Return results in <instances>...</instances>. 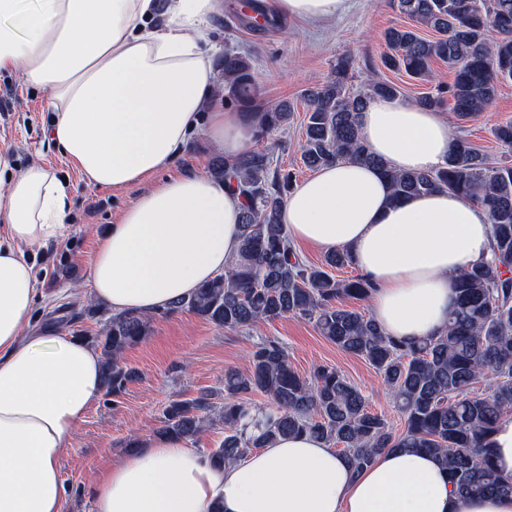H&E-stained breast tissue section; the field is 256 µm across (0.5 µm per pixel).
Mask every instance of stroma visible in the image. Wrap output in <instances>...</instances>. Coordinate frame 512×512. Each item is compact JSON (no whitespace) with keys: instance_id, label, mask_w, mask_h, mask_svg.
<instances>
[{"instance_id":"stroma-1","label":"stroma","mask_w":512,"mask_h":512,"mask_svg":"<svg viewBox=\"0 0 512 512\" xmlns=\"http://www.w3.org/2000/svg\"><path fill=\"white\" fill-rule=\"evenodd\" d=\"M242 2L221 0V9L210 16L207 34L214 45L213 57L221 59L228 50L250 56L261 87V104L293 103L294 112L276 134V148L269 152L273 166L293 171L298 178L308 175L301 161L302 96L333 78L338 58L351 60L347 83L354 93L366 92L371 80H388L399 86L403 100L412 103L435 84L454 80L453 71L438 60L432 63L427 81L383 67L385 32L409 22L399 13L396 0H351L348 10L332 19L317 23L287 19L272 25L243 23ZM47 103V93L27 87L22 73L0 76V147L12 152L18 167L45 164L69 183L72 194L64 239L29 253L39 297L31 327L92 336L101 325L84 309L89 303L88 269L97 241L150 184L143 181L106 190L85 182L53 143ZM509 121L512 80L508 79L500 83L495 101L485 112L451 124L450 132L452 137L468 139L493 164L511 165L512 149L493 135L495 127ZM261 338L285 344L300 374L323 364L338 368L362 391L369 410L382 415L393 433L402 432L403 418L380 375L364 359L328 341L311 321L290 316L250 330L227 331L191 313L178 312L153 319L149 335L123 355L136 378L120 395L100 394L78 423L74 443L60 461L63 512H91L96 478L126 454L129 441L144 443L153 438L170 401L211 391L215 403H223L225 371L245 369L253 344Z\"/></svg>"}]
</instances>
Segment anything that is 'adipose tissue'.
Returning <instances> with one entry per match:
<instances>
[{"label":"adipose tissue","mask_w":512,"mask_h":512,"mask_svg":"<svg viewBox=\"0 0 512 512\" xmlns=\"http://www.w3.org/2000/svg\"><path fill=\"white\" fill-rule=\"evenodd\" d=\"M218 0H0V74L23 72L49 95L53 139L91 185L152 187L102 235L88 279L112 313L152 314L226 271L242 206L224 182L170 175L198 131L227 161L251 138V115L214 93L203 32ZM348 0H259L268 17L309 22ZM367 152L398 171L442 166L445 117L375 96L358 116ZM0 512H62L59 460L100 395L99 352L56 330L25 333L36 301L27 251L60 241L71 191L46 165L15 168L0 150ZM372 165L341 161L297 183L281 210L290 243L351 251L370 281L371 316L412 342L441 332L457 276L485 257V211L436 190L393 204ZM512 512V496L463 497L424 452L392 449L361 473L324 441L278 439L217 467L181 440L155 437L98 479L92 512Z\"/></svg>","instance_id":"1"}]
</instances>
